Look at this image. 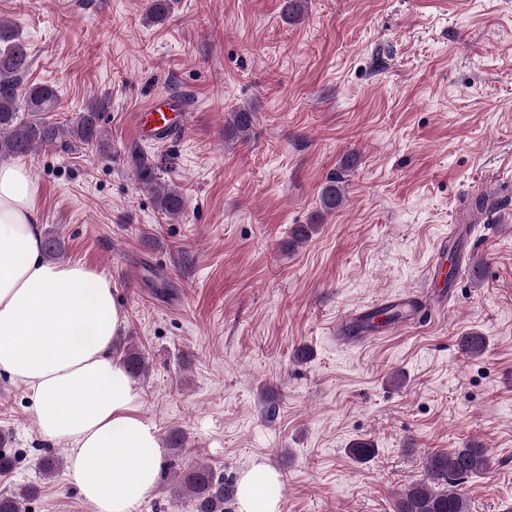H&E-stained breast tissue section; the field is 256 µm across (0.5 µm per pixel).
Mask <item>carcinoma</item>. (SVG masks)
<instances>
[{
	"mask_svg": "<svg viewBox=\"0 0 512 512\" xmlns=\"http://www.w3.org/2000/svg\"><path fill=\"white\" fill-rule=\"evenodd\" d=\"M307 0H282L281 13L288 21L300 19ZM170 0H147L144 20L158 24L167 19ZM32 65L27 45L15 24L0 19V157L24 156L39 147L56 143L92 146L107 151L108 135L101 126L102 104L92 103L67 121H55L52 112L57 99L56 90L48 84L23 86L22 80ZM255 112L246 107L235 109L224 124V137L234 139L252 130ZM132 158L137 177L143 186L156 192V205L170 218L179 217L184 210V198L176 186L163 184L155 167L145 161L138 151ZM357 164L354 154L341 160L336 173L327 177L319 192L321 209L333 213L347 199V173ZM487 338L478 332L461 337L463 352L476 357L486 350ZM122 358L134 376L145 374L149 365L137 350L122 348ZM490 459L486 448L477 441L465 443L448 452H436L426 457L424 474L410 482L395 499V512H470L460 485L472 475L488 469ZM191 512H228L236 495L233 481L217 476L206 465L181 474ZM37 487L28 485L0 494V512H22L24 501L35 496Z\"/></svg>",
	"mask_w": 512,
	"mask_h": 512,
	"instance_id": "carcinoma-1",
	"label": "carcinoma"
}]
</instances>
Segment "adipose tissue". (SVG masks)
<instances>
[{
    "mask_svg": "<svg viewBox=\"0 0 512 512\" xmlns=\"http://www.w3.org/2000/svg\"><path fill=\"white\" fill-rule=\"evenodd\" d=\"M37 194L23 166L0 163V371L25 385L41 439L68 445V473L93 512H135L166 450L112 352L124 314L111 281L44 260ZM276 480L255 464L238 481L236 512H279L264 492Z\"/></svg>",
    "mask_w": 512,
    "mask_h": 512,
    "instance_id": "obj_1",
    "label": "adipose tissue"
}]
</instances>
